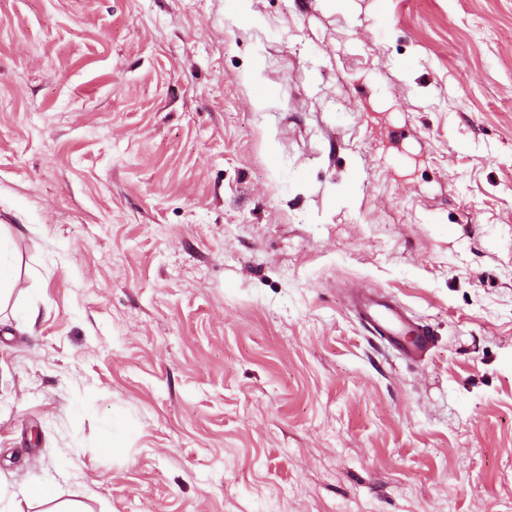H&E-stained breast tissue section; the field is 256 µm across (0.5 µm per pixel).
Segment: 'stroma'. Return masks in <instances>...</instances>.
Instances as JSON below:
<instances>
[{
    "instance_id": "obj_1",
    "label": "stroma",
    "mask_w": 512,
    "mask_h": 512,
    "mask_svg": "<svg viewBox=\"0 0 512 512\" xmlns=\"http://www.w3.org/2000/svg\"><path fill=\"white\" fill-rule=\"evenodd\" d=\"M3 217L8 481L512 512V0H0ZM9 224H0V309L4 297L9 293L12 278V264L10 262V239L8 234L4 233V229ZM350 302L360 321L391 343L397 336H404L410 330L407 325L408 316L403 308L381 300L370 289L358 291Z\"/></svg>"
}]
</instances>
